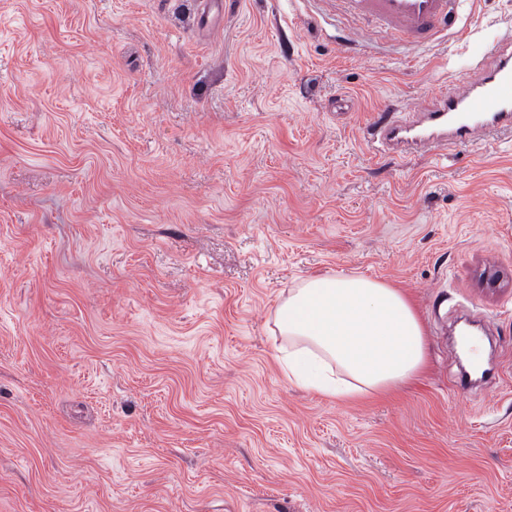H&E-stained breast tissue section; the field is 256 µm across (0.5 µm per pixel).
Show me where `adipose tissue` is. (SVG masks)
Returning a JSON list of instances; mask_svg holds the SVG:
<instances>
[{
  "instance_id": "ef3b65f1",
  "label": "adipose tissue",
  "mask_w": 512,
  "mask_h": 512,
  "mask_svg": "<svg viewBox=\"0 0 512 512\" xmlns=\"http://www.w3.org/2000/svg\"><path fill=\"white\" fill-rule=\"evenodd\" d=\"M290 382L348 401L393 391L427 364L423 324L399 290L361 276L301 280L273 313Z\"/></svg>"
}]
</instances>
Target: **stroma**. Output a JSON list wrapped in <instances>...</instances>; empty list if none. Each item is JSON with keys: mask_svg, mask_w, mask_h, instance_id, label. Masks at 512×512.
I'll list each match as a JSON object with an SVG mask.
<instances>
[{"mask_svg": "<svg viewBox=\"0 0 512 512\" xmlns=\"http://www.w3.org/2000/svg\"><path fill=\"white\" fill-rule=\"evenodd\" d=\"M0 0V512H512V129L364 138L512 23L411 46L332 0ZM414 302L428 366L293 385L301 279ZM498 376L459 390L455 330Z\"/></svg>", "mask_w": 512, "mask_h": 512, "instance_id": "1", "label": "stroma"}]
</instances>
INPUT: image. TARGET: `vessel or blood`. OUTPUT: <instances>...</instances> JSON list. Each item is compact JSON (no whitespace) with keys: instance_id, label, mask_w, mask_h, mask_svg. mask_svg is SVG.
Instances as JSON below:
<instances>
[{"instance_id":"1","label":"vessel or blood","mask_w":512,"mask_h":512,"mask_svg":"<svg viewBox=\"0 0 512 512\" xmlns=\"http://www.w3.org/2000/svg\"><path fill=\"white\" fill-rule=\"evenodd\" d=\"M336 10L370 18L397 38L422 44L454 26L460 0H335ZM512 127V25L476 56L468 73L450 75L447 90L412 109L407 120L389 118L368 128L378 151L397 156L437 147L478 145Z\"/></svg>"}]
</instances>
